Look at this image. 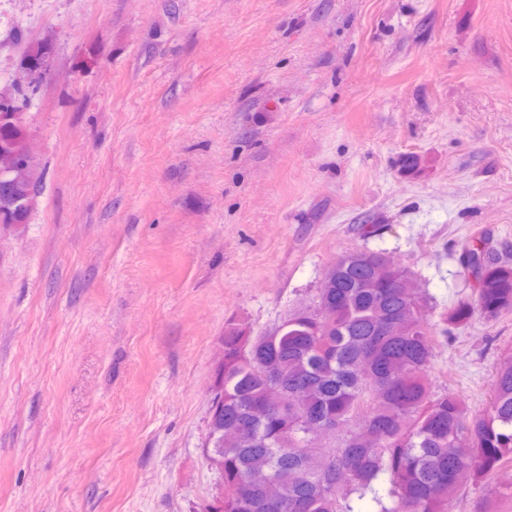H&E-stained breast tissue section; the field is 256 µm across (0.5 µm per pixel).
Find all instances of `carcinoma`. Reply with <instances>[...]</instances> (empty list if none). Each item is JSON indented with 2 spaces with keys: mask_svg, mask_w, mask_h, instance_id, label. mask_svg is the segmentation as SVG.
<instances>
[{
  "mask_svg": "<svg viewBox=\"0 0 512 512\" xmlns=\"http://www.w3.org/2000/svg\"><path fill=\"white\" fill-rule=\"evenodd\" d=\"M52 45H29L20 59L24 84L0 88V116L23 112L46 73ZM24 131L0 120V167L24 149ZM20 211L0 182V224ZM465 278L475 299L459 301L448 322L467 325L512 309V266L479 247L465 249ZM410 272L385 266L378 252L336 259L334 309L316 322L288 319L271 338L242 324L224 328V410L209 431L224 453V512H353L349 497L370 498L376 512H448L469 482L486 481L512 462V362L495 377L488 410L471 417L461 401L432 391L438 336L421 300L404 287ZM274 363L280 377L266 374ZM288 387V414L273 409L272 383ZM268 409L260 420L255 411ZM358 422L355 437L331 448L303 445L307 425ZM279 490L276 498L266 480Z\"/></svg>",
  "mask_w": 512,
  "mask_h": 512,
  "instance_id": "carcinoma-1",
  "label": "carcinoma"
}]
</instances>
